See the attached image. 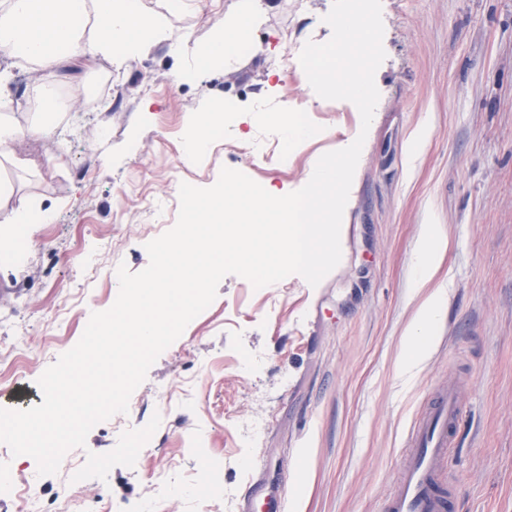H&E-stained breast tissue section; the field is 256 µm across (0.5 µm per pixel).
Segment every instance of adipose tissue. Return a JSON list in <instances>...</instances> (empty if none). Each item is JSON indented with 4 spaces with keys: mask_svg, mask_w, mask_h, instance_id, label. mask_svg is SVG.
<instances>
[{
    "mask_svg": "<svg viewBox=\"0 0 512 512\" xmlns=\"http://www.w3.org/2000/svg\"><path fill=\"white\" fill-rule=\"evenodd\" d=\"M157 17L147 14L141 0H0V48L27 59L32 73L76 60L93 67L136 53L143 39L162 37ZM52 113L27 123L0 119V160L16 165L18 145L28 138L53 135ZM50 210L17 200L9 186L0 187V254L15 255L14 242L25 226L49 221ZM448 236L441 225L429 224L420 236L415 288L422 296L406 327L407 339L397 368L413 376L428 360L432 328L442 316L447 293L431 288Z\"/></svg>",
    "mask_w": 512,
    "mask_h": 512,
    "instance_id": "1",
    "label": "adipose tissue"
}]
</instances>
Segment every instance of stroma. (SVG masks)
I'll use <instances>...</instances> for the list:
<instances>
[{
	"instance_id": "obj_1",
	"label": "stroma",
	"mask_w": 512,
	"mask_h": 512,
	"mask_svg": "<svg viewBox=\"0 0 512 512\" xmlns=\"http://www.w3.org/2000/svg\"><path fill=\"white\" fill-rule=\"evenodd\" d=\"M142 0L168 34L122 61L62 65L47 83L86 109L65 130L18 148L0 170L18 199L54 208L28 232L22 260H0V408L41 404L36 381L109 309L126 265L176 222L181 183L206 188L221 167L276 195L303 187L318 158L350 145L354 104L316 95L304 71L278 94L279 30L330 39L333 0ZM250 14L240 56L196 63L212 38ZM380 92L341 228L342 260L318 286L222 279L212 304L150 367L127 413L96 424L57 474L9 460L38 512H242L252 482L285 512H381L403 436L432 388L461 386L451 450L453 512H512V0H382ZM191 33L188 47L175 44ZM223 111L222 138L186 159L193 114ZM277 112L320 131L282 147ZM101 125L105 139L90 143ZM421 139L417 153L409 145ZM280 159H262L266 143ZM427 224L448 234L447 306L433 349L408 385L396 378ZM27 356L14 363L18 336ZM290 484H283V473Z\"/></svg>"
}]
</instances>
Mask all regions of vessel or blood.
I'll list each match as a JSON object with an SVG mask.
<instances>
[{
    "instance_id": "1",
    "label": "vessel or blood",
    "mask_w": 512,
    "mask_h": 512,
    "mask_svg": "<svg viewBox=\"0 0 512 512\" xmlns=\"http://www.w3.org/2000/svg\"><path fill=\"white\" fill-rule=\"evenodd\" d=\"M463 414L456 385L443 383L433 390L409 425L383 512H450L456 487L449 450Z\"/></svg>"
}]
</instances>
